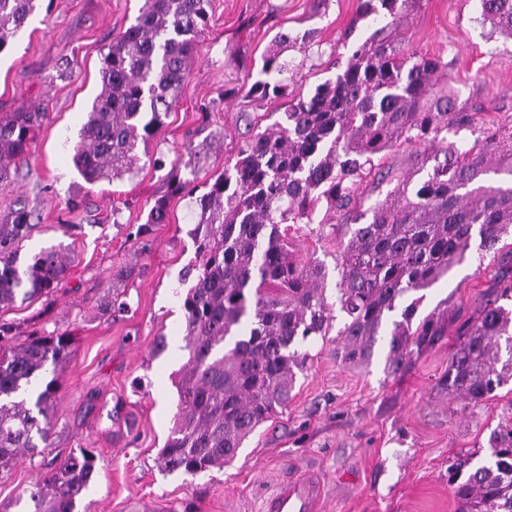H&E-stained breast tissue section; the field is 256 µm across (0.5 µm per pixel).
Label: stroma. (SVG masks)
<instances>
[{
  "label": "stroma",
  "mask_w": 512,
  "mask_h": 512,
  "mask_svg": "<svg viewBox=\"0 0 512 512\" xmlns=\"http://www.w3.org/2000/svg\"><path fill=\"white\" fill-rule=\"evenodd\" d=\"M144 0H39L25 28L0 51V115L39 104L46 116L23 160L0 184V224L19 210L33 229L20 260L63 244L68 270L59 288L35 301L16 300L0 320L71 336L58 371L47 445L22 454L0 472V512H28L33 483L71 456L92 452L86 491L89 512H259L264 496L295 468L320 469L328 479V512H456L448 468L459 458L491 463L489 438L512 406V382L475 410L442 390L448 358L463 323L494 299L504 270L498 253H471L425 290L417 315L448 322L434 347L409 368L390 374L387 347L370 364L352 367L336 356V338H315L283 413L261 425L224 468L197 476L159 466L177 411L175 373L187 360L178 299L195 246L189 198L168 193V177L186 146L196 151L199 180L222 172L254 125L267 126L287 98L225 99L276 50L278 33L313 32L302 66L290 73L293 92L309 94L335 77L333 57H346L342 33L358 0H213L178 102L158 132L139 148L134 177L87 184L72 157L79 131L101 90L99 72L114 38L134 24ZM479 0H418L399 34L404 53L442 57L460 102L488 117H512V55L501 37L481 34ZM168 221L139 252L129 233L145 223L159 197ZM296 239L303 256L323 261L325 296L335 302L337 240ZM133 265L137 276L116 289L112 271ZM127 305L111 312L113 299ZM163 352H156L157 340Z\"/></svg>",
  "instance_id": "1"
}]
</instances>
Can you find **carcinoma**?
Listing matches in <instances>:
<instances>
[{
  "mask_svg": "<svg viewBox=\"0 0 512 512\" xmlns=\"http://www.w3.org/2000/svg\"><path fill=\"white\" fill-rule=\"evenodd\" d=\"M417 0H358L343 42L359 22L376 25L346 68L292 99L280 119L240 146L235 160L210 177L169 179L173 195L192 199L195 284L182 298L188 359L175 382L179 408L159 460L168 472L198 475L234 459L261 424L291 402L296 372L309 358L301 344L329 334L326 265L303 258L290 233L325 239L328 226L353 222L348 242H336L337 302L344 314L336 355L347 365L370 362L386 337V367L397 373L413 355L445 336L439 317L415 319L424 291L462 264L472 249L487 252L512 230V126L486 127L444 81L448 64L427 54L402 53L395 34ZM211 0H145L135 23L112 40L101 69V93L74 147L73 163L88 184L131 175L146 142L175 107ZM489 36L512 40V0H480ZM37 0H0V50L36 10ZM297 65L280 53L264 56L250 84L224 90L230 99L288 95L285 75ZM44 109L0 116V182L25 156ZM482 128L472 144L434 145L442 131ZM421 147L417 167L366 210L360 196L382 180L384 152ZM325 216L317 221L318 205ZM167 222V200L150 208L135 237ZM32 229L18 212L0 224V308L46 297L64 272V251L51 246L19 266L16 244ZM407 302L400 319L391 318ZM13 327L0 323V471L24 451L47 442L55 380L37 395L33 415L17 399L46 366L67 355L64 333L31 331L14 345ZM512 380V309L486 304L458 333L442 387L448 399L476 408ZM495 460L448 467L457 512H512V412L491 435ZM95 470L88 453L61 462L34 484V512H81Z\"/></svg>",
  "mask_w": 512,
  "mask_h": 512,
  "instance_id": "cac0c4a2",
  "label": "carcinoma"
}]
</instances>
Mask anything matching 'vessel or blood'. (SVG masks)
Wrapping results in <instances>:
<instances>
[{
    "label": "vessel or blood",
    "instance_id": "b4317fda",
    "mask_svg": "<svg viewBox=\"0 0 512 512\" xmlns=\"http://www.w3.org/2000/svg\"><path fill=\"white\" fill-rule=\"evenodd\" d=\"M322 473L305 469L279 485L263 502L262 512H325Z\"/></svg>",
    "mask_w": 512,
    "mask_h": 512
}]
</instances>
